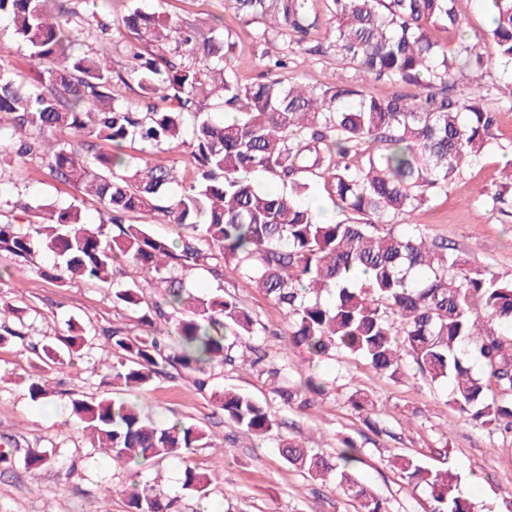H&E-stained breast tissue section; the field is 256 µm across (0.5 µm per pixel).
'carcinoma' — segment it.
<instances>
[{"instance_id": "carcinoma-1", "label": "carcinoma", "mask_w": 512, "mask_h": 512, "mask_svg": "<svg viewBox=\"0 0 512 512\" xmlns=\"http://www.w3.org/2000/svg\"><path fill=\"white\" fill-rule=\"evenodd\" d=\"M307 2L224 0L253 26L256 41L286 46L265 64L261 80L242 84L232 66L234 42L216 26L163 19L128 7L129 0H101L129 31L126 74L141 98L135 108L112 93L122 75H113L105 54L81 50L66 28L65 0H0V15L29 47L35 73L30 79L0 69V113L11 115L12 128L8 142L0 139V156L40 161L98 201L105 216L89 224L70 205L48 209L25 229L0 222V253L13 256L20 271L62 286L110 284L113 306L139 312L136 333L68 321L55 341L30 347L41 373L25 379V388L34 402L64 403L90 447L114 462L140 466L187 455L207 444L208 433L191 422L159 426L137 401L107 392L88 398L48 376L64 372L96 336L115 357L101 370V383L112 388L145 390L169 368L203 376L215 363L236 367L238 346L263 326L231 292L199 296L187 289L184 275L200 266L217 278L231 266L260 288L285 312L288 347L312 358L342 351L396 379L410 357L429 383L448 382V404L459 413L512 434V344L498 331L512 325V279L468 266L456 248L420 231L375 233L448 191L466 167L500 148L488 89L453 96L464 71L484 66L479 42L465 38L457 0H327L332 23L323 41L315 40L320 19ZM486 9L493 13V55L512 65V0H486ZM300 51L331 54L425 95L375 98L352 85L304 84L288 77L291 55ZM214 99L235 117L226 123L208 113L197 121L196 165L187 182L167 166L96 149L99 140L117 147L175 143L184 114L197 115ZM358 154L363 160L352 162ZM252 173L272 176L284 190L258 187ZM317 187L363 220L322 222L303 201ZM136 212L160 214L183 234L168 241L144 224L125 223ZM41 253L53 262H37ZM125 263L163 288L157 300H146L138 282L117 279ZM267 375L287 404L303 390L328 391L327 381L313 377L288 385L284 368ZM212 398L224 421L250 436L265 438L279 427L268 404L248 393L226 388ZM351 406L368 429L380 431L368 396ZM278 448L296 470L336 480L355 512H387L354 475L361 448L353 438L341 439L334 458L294 437ZM53 462L47 450L23 456L29 469ZM391 465L408 485L427 489L429 512H475L450 470L405 455ZM211 482V473L196 466L182 472L186 490L205 495ZM123 493L128 512H173L174 499L138 474Z\"/></svg>"}]
</instances>
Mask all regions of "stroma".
Masks as SVG:
<instances>
[{
  "label": "stroma",
  "instance_id": "obj_1",
  "mask_svg": "<svg viewBox=\"0 0 512 512\" xmlns=\"http://www.w3.org/2000/svg\"><path fill=\"white\" fill-rule=\"evenodd\" d=\"M136 7L171 19L218 22L236 43L234 63L240 81L258 79L262 58L282 50L280 43L260 44L251 27L243 25L224 0H134ZM289 73L306 82L322 80L329 73L337 82L361 86L372 96L398 93V85L376 82L361 71L319 56L293 63ZM485 86L490 102L498 107L495 135L500 150L464 169L448 193L437 195L429 205L397 217L401 229H417L428 239L447 242L462 252L473 266L512 278V207H492L479 189H495L504 168L512 166V71L499 63L459 80L454 94L462 98L472 88ZM125 154L140 162L172 166L190 177L193 157L188 143L179 142L158 150L139 143L125 144ZM78 203L87 221L99 223L100 205L90 199L76 201L72 187L52 176L34 160L0 163V220L21 226L36 222L44 206L65 207ZM194 293L226 288L265 326L251 337L250 346L262 348L268 361L287 367L288 380L300 384L308 377L331 380L330 391L311 396L307 405L285 406L271 393L260 370H231L214 366L207 374L206 389H199L194 375L169 370L141 393L145 411L160 425L189 421L208 432L206 447L192 456L194 465L215 473L207 494L182 489L184 462L179 458L153 461L142 469V479L157 480L176 500L177 512H354L350 500L332 481H322L288 467L277 452L282 437H295L335 455L344 436L362 448V463L355 474L384 499L389 512H424L428 495L410 487L388 464L395 453L414 456L427 466L448 468L458 474L462 488L478 512H512V439L492 433L468 421L446 402L447 387L430 386L421 375L392 379L377 374L364 361L344 353L321 360L307 359L289 348L282 334L286 316L274 302L247 279L225 272L217 279L205 269L186 276ZM0 301L9 310L0 312V325L21 330L26 340L0 345V437L15 438L20 449L55 450L58 465L39 470L20 461L0 463V512H127L122 490L133 475L129 466L111 462L88 447L78 433H65L67 414L53 405L31 401L24 389L27 374L37 372L39 362L28 343L42 344L66 328L68 319L91 323L96 328H134V313L113 307L112 291L80 283L65 287L31 277L19 281L14 259L0 254ZM103 343H95L63 377L64 389L89 397L102 393L98 365L111 358ZM232 386L267 402L282 421L277 435L259 440L225 424L212 404V390ZM361 392L375 400L386 428L377 436L366 430L351 408L350 398Z\"/></svg>",
  "mask_w": 512,
  "mask_h": 512
}]
</instances>
